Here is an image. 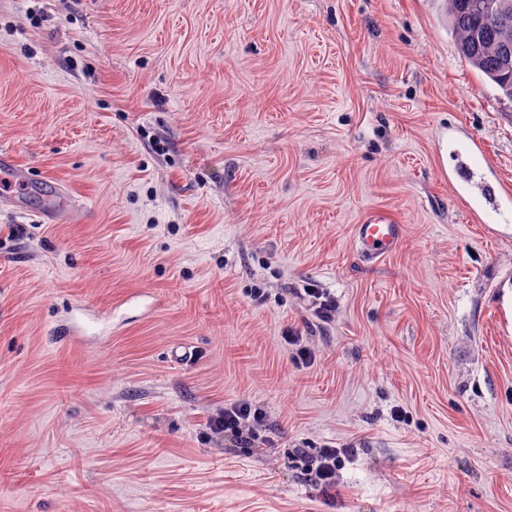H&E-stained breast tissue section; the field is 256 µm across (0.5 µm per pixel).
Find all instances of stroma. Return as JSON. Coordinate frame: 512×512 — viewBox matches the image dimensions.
<instances>
[{
    "label": "stroma",
    "instance_id": "stroma-1",
    "mask_svg": "<svg viewBox=\"0 0 512 512\" xmlns=\"http://www.w3.org/2000/svg\"><path fill=\"white\" fill-rule=\"evenodd\" d=\"M0 148L72 197L0 200V512H512V100L448 0H0ZM454 167L452 169V179L454 183L471 199L483 204L496 205L498 202V192L490 183L477 180L480 157L483 156L482 150L474 141L456 143L453 147ZM42 195L48 201L47 208L42 213V222L58 224L64 220L68 199L61 185L54 180L44 179L37 184ZM403 237V226L383 211L368 212L355 226V242L373 258L392 252ZM261 420L256 409L252 410L248 402H238L224 406V410L216 413L209 420L210 429L217 435L232 434L242 436L249 431L250 425ZM349 448H323L320 452L315 467L316 478L320 484L333 486L336 483V469L341 463V458Z\"/></svg>",
    "mask_w": 512,
    "mask_h": 512
}]
</instances>
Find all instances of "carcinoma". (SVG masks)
I'll use <instances>...</instances> for the list:
<instances>
[{
	"mask_svg": "<svg viewBox=\"0 0 512 512\" xmlns=\"http://www.w3.org/2000/svg\"><path fill=\"white\" fill-rule=\"evenodd\" d=\"M476 0H448L458 53L512 100V8L488 14Z\"/></svg>",
	"mask_w": 512,
	"mask_h": 512,
	"instance_id": "1",
	"label": "carcinoma"
}]
</instances>
